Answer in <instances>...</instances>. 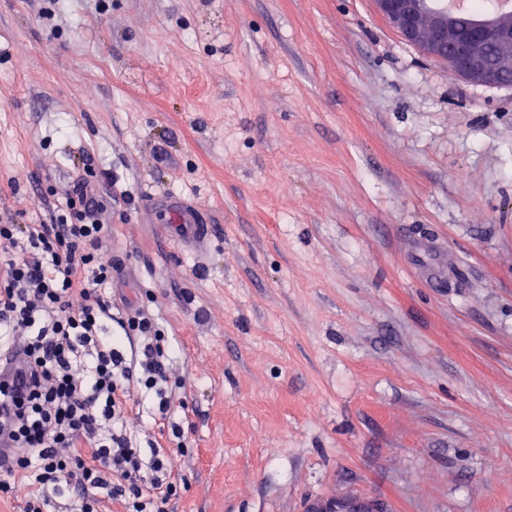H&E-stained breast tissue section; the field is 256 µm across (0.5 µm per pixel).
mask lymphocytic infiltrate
I'll return each instance as SVG.
<instances>
[{"mask_svg": "<svg viewBox=\"0 0 512 512\" xmlns=\"http://www.w3.org/2000/svg\"><path fill=\"white\" fill-rule=\"evenodd\" d=\"M49 224H0V493L23 512H170L181 486L171 458L132 445L129 406L172 418L171 341L145 308L112 299L116 263L91 182Z\"/></svg>", "mask_w": 512, "mask_h": 512, "instance_id": "lymphocytic-infiltrate-1", "label": "lymphocytic infiltrate"}]
</instances>
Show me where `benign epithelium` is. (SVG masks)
<instances>
[{
    "label": "benign epithelium",
    "instance_id": "1",
    "mask_svg": "<svg viewBox=\"0 0 512 512\" xmlns=\"http://www.w3.org/2000/svg\"><path fill=\"white\" fill-rule=\"evenodd\" d=\"M389 24L431 60L484 86L512 85V12L470 22L430 0H373Z\"/></svg>",
    "mask_w": 512,
    "mask_h": 512
}]
</instances>
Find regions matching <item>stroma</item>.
I'll return each mask as SVG.
<instances>
[{"mask_svg":"<svg viewBox=\"0 0 512 512\" xmlns=\"http://www.w3.org/2000/svg\"><path fill=\"white\" fill-rule=\"evenodd\" d=\"M90 169L113 295L187 378L186 456L128 417L172 512H512V86L372 0H0V220L49 223ZM170 219L175 224H192L195 226V235L196 237L204 244L207 241L208 236V225L200 224L199 221V212L194 207L189 210L179 209L173 210L170 213Z\"/></svg>","mask_w":512,"mask_h":512,"instance_id":"35a3bbf8","label":"stroma"}]
</instances>
